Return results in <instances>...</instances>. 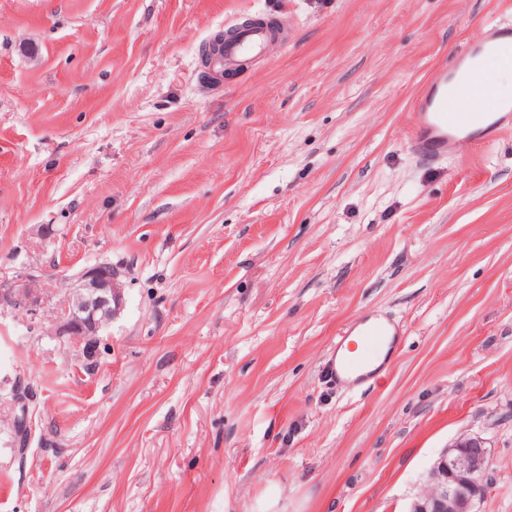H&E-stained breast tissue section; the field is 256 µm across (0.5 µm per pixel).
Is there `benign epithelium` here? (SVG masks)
Here are the masks:
<instances>
[{"label":"benign epithelium","mask_w":512,"mask_h":512,"mask_svg":"<svg viewBox=\"0 0 512 512\" xmlns=\"http://www.w3.org/2000/svg\"><path fill=\"white\" fill-rule=\"evenodd\" d=\"M14 305L37 306L38 294L27 283L0 294ZM123 303V288L110 263L81 270L67 284V306L51 321L48 333L64 336L68 344L91 359L97 353L98 336L112 322ZM487 447L479 435H462L433 466L427 490L409 512H477L488 494Z\"/></svg>","instance_id":"benign-epithelium-1"}]
</instances>
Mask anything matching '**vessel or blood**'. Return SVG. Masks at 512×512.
I'll return each instance as SVG.
<instances>
[{"label": "vessel or blood", "mask_w": 512, "mask_h": 512, "mask_svg": "<svg viewBox=\"0 0 512 512\" xmlns=\"http://www.w3.org/2000/svg\"><path fill=\"white\" fill-rule=\"evenodd\" d=\"M269 39L263 26L240 30L236 39L210 57L209 66L221 71L248 64L263 53ZM505 70L512 71V25L493 26L457 53L418 98L407 134L409 148L420 157L438 160L458 142L481 147L512 132V97H502L497 83L498 73ZM360 333L372 357L354 362L345 353L348 334L339 335L322 367L329 382L360 386L388 366L387 356L402 336L397 325L374 314L365 318Z\"/></svg>", "instance_id": "vessel-or-blood-1"}]
</instances>
